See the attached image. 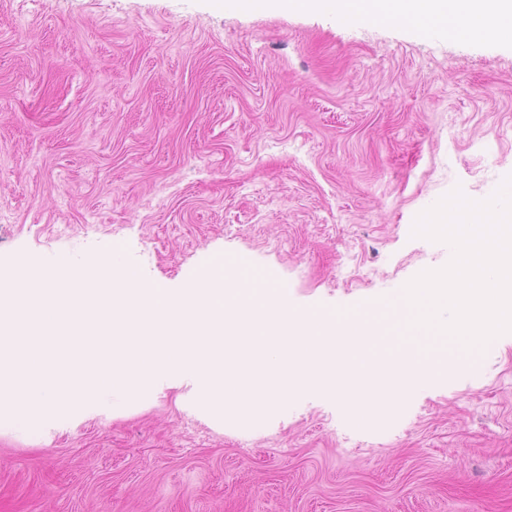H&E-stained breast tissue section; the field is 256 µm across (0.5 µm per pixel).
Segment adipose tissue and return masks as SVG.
Segmentation results:
<instances>
[{"label":"adipose tissue","instance_id":"ef3b65f1","mask_svg":"<svg viewBox=\"0 0 512 512\" xmlns=\"http://www.w3.org/2000/svg\"><path fill=\"white\" fill-rule=\"evenodd\" d=\"M307 4L354 21L403 19L442 38L448 35L444 21L449 18L468 35L512 46V0H307Z\"/></svg>","mask_w":512,"mask_h":512}]
</instances>
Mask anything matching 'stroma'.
<instances>
[{"label": "stroma", "instance_id": "obj_1", "mask_svg": "<svg viewBox=\"0 0 512 512\" xmlns=\"http://www.w3.org/2000/svg\"><path fill=\"white\" fill-rule=\"evenodd\" d=\"M512 174V49L301 0H0V261L100 240L179 288L247 256L303 306L447 261L412 236ZM357 430L316 399L215 429L171 390L0 426V512H512V343Z\"/></svg>", "mask_w": 512, "mask_h": 512}]
</instances>
